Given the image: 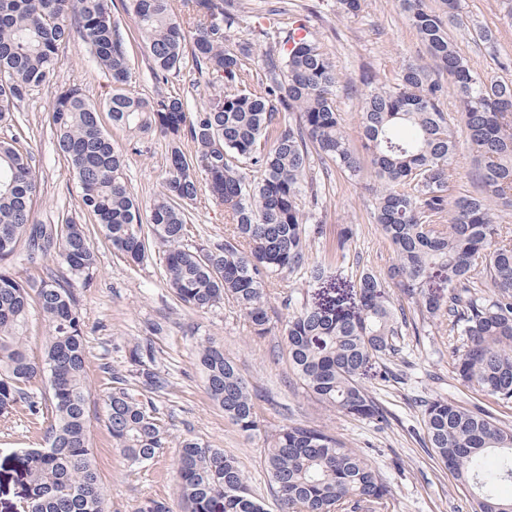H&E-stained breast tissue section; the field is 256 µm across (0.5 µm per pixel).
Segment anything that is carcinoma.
I'll return each mask as SVG.
<instances>
[{
	"mask_svg": "<svg viewBox=\"0 0 512 512\" xmlns=\"http://www.w3.org/2000/svg\"><path fill=\"white\" fill-rule=\"evenodd\" d=\"M423 44L429 64H410L393 79L363 77L360 145L346 136L336 107V66L307 22L281 37L268 28L255 38L231 35L242 0H193L181 21L170 0H124L154 76L180 68L185 53L208 86L212 103L193 113L176 96L144 98L129 89L132 64L112 0H0V122L12 119L28 92L49 83L61 51L74 36L90 48L112 81V94L95 101L73 86L57 96L50 126L71 166L83 210L128 264L162 253L166 283L195 311L232 300L255 335L272 331L270 279L307 268L311 229L305 211L312 155L351 181L368 161L377 181L374 219L394 259L382 272L362 271L357 309L340 302L307 305L281 321L290 368L317 400L347 415L387 421L362 385L375 358L395 351L407 325L397 288L433 319L448 318L464 337L455 358L458 380L502 403L512 402V231L498 214L512 211V81L475 70L448 38L445 18L462 21L458 0H444L448 16L427 0H397ZM303 36H298L299 31ZM266 48L259 53L255 41ZM453 92L458 110L441 99ZM167 141L163 190L143 208L125 180L126 155L102 123ZM466 133L477 190L451 197L457 175L458 133ZM193 150L184 149V142ZM224 207L230 220L222 239L184 244L200 193ZM38 193L34 155L0 140V260L25 250L27 260L55 252L63 271L20 278L0 269V424L15 417L43 434L44 446L19 456L26 512H105L104 487L87 432L89 374L77 280L91 278L97 255L87 224L33 219ZM446 295L428 290L433 280ZM484 280L489 295L478 290ZM46 334L38 358L27 349L33 310ZM199 365L210 398L238 429L261 431L257 394L224 345L201 342ZM130 368L105 366L110 387L103 402L106 427L133 465L153 460L171 438L156 398L172 386L157 368L152 346L135 345ZM44 383L49 397L35 392ZM427 441L470 493L472 512H512L497 494L512 482V428L480 410L444 399L427 404ZM177 495L181 512H265L238 460L197 439L180 442ZM264 467L280 512H337L350 499L384 503L389 490L370 461L332 434L301 423L275 431Z\"/></svg>",
	"mask_w": 512,
	"mask_h": 512,
	"instance_id": "carcinoma-1",
	"label": "carcinoma"
}]
</instances>
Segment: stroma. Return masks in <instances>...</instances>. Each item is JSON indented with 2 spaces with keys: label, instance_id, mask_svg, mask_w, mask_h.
Masks as SVG:
<instances>
[{
  "label": "stroma",
  "instance_id": "35a3bbf8",
  "mask_svg": "<svg viewBox=\"0 0 512 512\" xmlns=\"http://www.w3.org/2000/svg\"><path fill=\"white\" fill-rule=\"evenodd\" d=\"M244 19L236 35L250 37L257 18L274 16L280 27L306 19L323 52L335 64L341 89L336 105L350 139L359 137V113L365 91L363 73L377 71L395 77L410 63L426 59L416 32L396 0H364L355 15L338 12L336 0H244ZM462 22H449L448 35L481 74L512 79V0H460ZM497 31L493 43L476 36L477 29ZM132 59L131 88L148 99L181 95L190 110L211 99V92L196 89L201 79L192 59L167 79H155L147 56L137 41L127 44ZM79 85L95 99L112 92L109 77L94 63L87 45L73 38L67 45L53 80L29 91L12 124H0V138H16L36 160L42 191L35 219L56 223L64 216H78L79 189L66 160L57 152L49 124L58 89ZM110 133L126 151V182L142 204H149L162 189L166 143L155 133H133L111 128ZM310 174L318 190V204L308 215L321 226L311 241V258L322 261L321 281L295 271L279 277L270 288L271 303L280 306L292 296L295 305L342 300L352 303L350 287L366 269L382 270L394 253L389 240L374 221L373 181L348 180L338 169L323 172L318 158L310 160ZM188 244L222 237L227 228L223 207L200 195L189 208ZM348 241H341L344 228ZM97 266L92 277L77 284L84 316L90 392L87 401L90 443L106 494L108 512H138L149 498L166 500L173 512L180 505L176 495L179 442L193 436L235 455L252 488L263 499L267 512H279L263 467L266 438L275 429L303 423L335 435L348 447L368 456L389 490L383 512H471L469 495L453 474L427 446L422 403L446 399L460 406L481 409L512 427V403H501L463 386L454 374V353L462 349L459 336L448 333V324L423 315L406 297L395 295L409 324L398 337L397 354L373 361L363 385L384 408L388 421L380 424L354 418L307 395L290 369L286 345L278 332L255 337L250 323L232 302L198 312L180 303L168 288L159 256L132 266L116 254L111 244L95 235ZM211 338L224 346L258 393L263 418L260 433L247 437L210 398L198 364V346ZM152 344L159 367L168 373L172 388L157 405L169 422L173 437L168 448L146 467L129 466L105 426L102 395L109 377L101 370L108 363L116 370L128 366L129 351L136 344Z\"/></svg>",
  "mask_w": 512,
  "mask_h": 512
}]
</instances>
